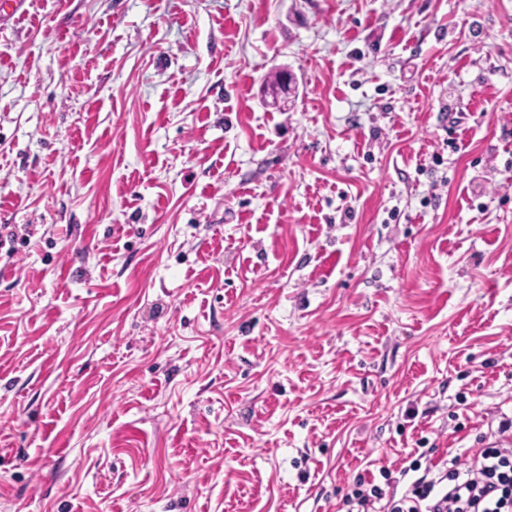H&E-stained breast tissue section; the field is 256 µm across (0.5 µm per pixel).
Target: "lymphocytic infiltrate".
<instances>
[{
    "label": "lymphocytic infiltrate",
    "instance_id": "f902f5d3",
    "mask_svg": "<svg viewBox=\"0 0 512 512\" xmlns=\"http://www.w3.org/2000/svg\"><path fill=\"white\" fill-rule=\"evenodd\" d=\"M511 431L512 421H502L497 438L467 461H411L413 477L400 492L382 487L392 479L389 469H380L379 485L357 477L343 498L345 512H512Z\"/></svg>",
    "mask_w": 512,
    "mask_h": 512
}]
</instances>
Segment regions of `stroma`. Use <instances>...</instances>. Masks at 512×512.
Returning a JSON list of instances; mask_svg holds the SVG:
<instances>
[{
    "label": "stroma",
    "instance_id": "stroma-1",
    "mask_svg": "<svg viewBox=\"0 0 512 512\" xmlns=\"http://www.w3.org/2000/svg\"><path fill=\"white\" fill-rule=\"evenodd\" d=\"M504 419L512 0L0 19V512H341Z\"/></svg>",
    "mask_w": 512,
    "mask_h": 512
}]
</instances>
